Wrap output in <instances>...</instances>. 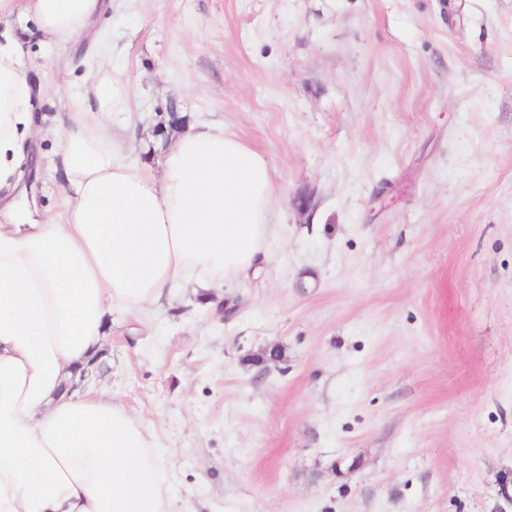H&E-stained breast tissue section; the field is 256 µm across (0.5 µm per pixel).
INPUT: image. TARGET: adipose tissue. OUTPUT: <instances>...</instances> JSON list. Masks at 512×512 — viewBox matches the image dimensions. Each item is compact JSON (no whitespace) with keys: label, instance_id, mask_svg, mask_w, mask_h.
I'll return each mask as SVG.
<instances>
[{"label":"adipose tissue","instance_id":"1","mask_svg":"<svg viewBox=\"0 0 512 512\" xmlns=\"http://www.w3.org/2000/svg\"><path fill=\"white\" fill-rule=\"evenodd\" d=\"M103 0H23L33 31L81 35ZM0 43V190L15 207L35 131L17 48ZM127 84L103 62L70 106L62 136L67 205L0 224V512H172L153 435L106 392L71 385L100 352L106 317L163 306L187 281L246 275L272 236L263 155L220 125L185 126L161 172L129 160L103 118Z\"/></svg>","mask_w":512,"mask_h":512}]
</instances>
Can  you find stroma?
<instances>
[{"label": "stroma", "mask_w": 512, "mask_h": 512, "mask_svg": "<svg viewBox=\"0 0 512 512\" xmlns=\"http://www.w3.org/2000/svg\"><path fill=\"white\" fill-rule=\"evenodd\" d=\"M20 42L52 134L110 56L134 155L169 105L262 153L277 235L249 278L113 314L85 384L162 450L175 512H495L512 487V0H104ZM278 345L280 362L260 363Z\"/></svg>", "instance_id": "35a3bbf8"}]
</instances>
